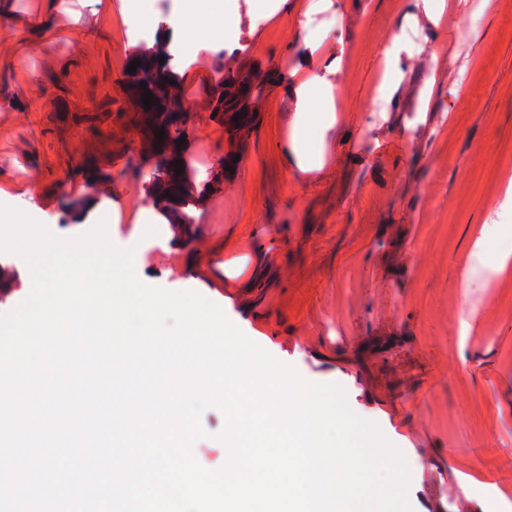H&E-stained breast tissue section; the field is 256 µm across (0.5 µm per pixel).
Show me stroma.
<instances>
[{
  "instance_id": "1",
  "label": "stroma",
  "mask_w": 512,
  "mask_h": 512,
  "mask_svg": "<svg viewBox=\"0 0 512 512\" xmlns=\"http://www.w3.org/2000/svg\"><path fill=\"white\" fill-rule=\"evenodd\" d=\"M58 2L36 31L19 19L39 0L0 17V204L66 238L106 221L142 282L199 292L302 379L342 386L404 454L412 512H512V267L488 269L512 249V0H284L272 16L236 0L232 41L173 61L203 70L182 94L208 197L183 247L124 110V19L76 41L80 0ZM33 42L48 55L28 56ZM220 67L267 76L236 139L209 108ZM294 77L327 80L336 108L305 172L284 154ZM243 243L267 263L226 276Z\"/></svg>"
}]
</instances>
